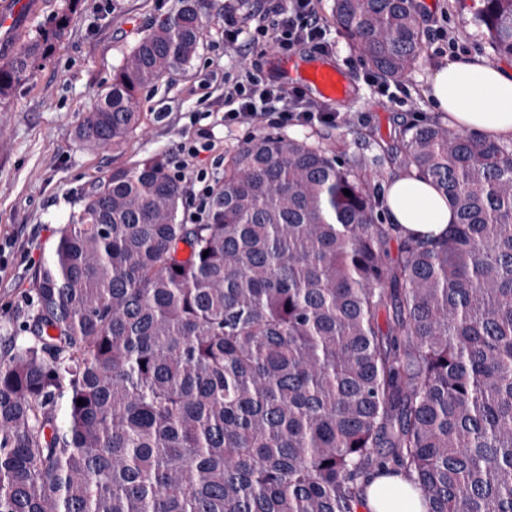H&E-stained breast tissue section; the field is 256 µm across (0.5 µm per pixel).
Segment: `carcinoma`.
<instances>
[{"label":"carcinoma","mask_w":512,"mask_h":512,"mask_svg":"<svg viewBox=\"0 0 512 512\" xmlns=\"http://www.w3.org/2000/svg\"><path fill=\"white\" fill-rule=\"evenodd\" d=\"M79 2L0 62V94ZM207 5L182 0L137 42L83 144L137 128L140 91L191 62ZM332 17L380 76L421 64L417 0H335ZM475 18L512 58V0ZM388 152L389 178L450 199L448 235L401 236L363 166L271 132L229 158L205 224L180 219L160 160L113 170L0 357V512H360L375 471L426 512H512V141L433 121Z\"/></svg>","instance_id":"obj_1"}]
</instances>
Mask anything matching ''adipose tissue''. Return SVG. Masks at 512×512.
Here are the masks:
<instances>
[{
    "label": "adipose tissue",
    "instance_id": "obj_1",
    "mask_svg": "<svg viewBox=\"0 0 512 512\" xmlns=\"http://www.w3.org/2000/svg\"><path fill=\"white\" fill-rule=\"evenodd\" d=\"M427 96L437 111L482 139H512V69L479 57L458 58L433 75ZM389 223L419 240L445 235L456 215L447 198L428 181L400 177L385 189Z\"/></svg>",
    "mask_w": 512,
    "mask_h": 512
}]
</instances>
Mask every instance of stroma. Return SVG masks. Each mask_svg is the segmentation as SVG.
I'll return each mask as SVG.
<instances>
[{"mask_svg":"<svg viewBox=\"0 0 512 512\" xmlns=\"http://www.w3.org/2000/svg\"><path fill=\"white\" fill-rule=\"evenodd\" d=\"M424 15V61L407 78L401 100L381 96L367 84V67L351 40L332 31L336 50L329 60L349 70L350 98L335 105V124L281 128L284 136L324 141L345 163H361L378 174L389 166L381 147L409 126L439 119L425 96L433 72L448 60L479 56L492 60L487 32L474 19L476 0H420ZM225 0H211L199 48L188 66L172 70L140 94V126L111 146L89 148L77 138L112 74L140 38L175 14L181 0H80L67 35L27 78L0 94V352L24 327L36 306L30 288L34 270L48 255L60 230L80 212L92 186L119 167L160 159L184 190V212L192 214L200 188L224 178L231 154L256 136L249 126L227 128L216 112L224 78L246 64L269 71L276 49L253 51L248 62L224 45ZM213 148L185 161L181 148L199 131Z\"/></svg>","mask_w":512,"mask_h":512,"instance_id":"stroma-1","label":"stroma"}]
</instances>
